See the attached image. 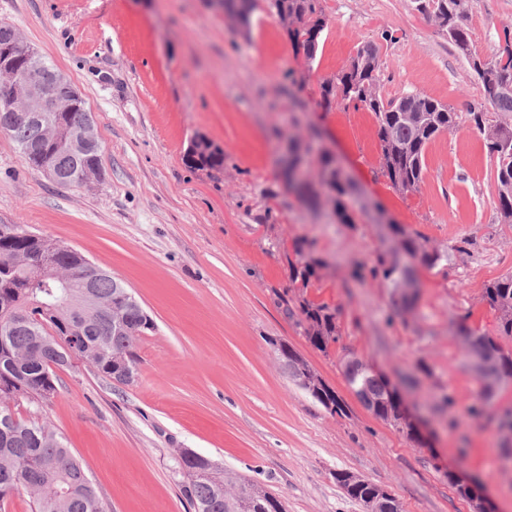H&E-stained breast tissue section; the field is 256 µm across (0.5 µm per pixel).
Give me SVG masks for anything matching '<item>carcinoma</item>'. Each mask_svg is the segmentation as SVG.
Masks as SVG:
<instances>
[{"label": "carcinoma", "mask_w": 512, "mask_h": 512, "mask_svg": "<svg viewBox=\"0 0 512 512\" xmlns=\"http://www.w3.org/2000/svg\"><path fill=\"white\" fill-rule=\"evenodd\" d=\"M413 9L433 23L448 38L470 65L484 91V102L466 112L419 92L406 93L396 99H385L382 91L384 64L373 42L357 47L350 64L320 83V103L352 106L374 114L380 143V172L401 194L419 190L427 170L426 152L438 136L453 133L466 126L485 141L495 168L497 210L503 224H512V31L497 35L498 49L484 71L477 68L480 55L473 49L467 26L474 0H412ZM266 8L277 17L288 13L297 27L288 30L294 49H303V58L312 63L318 54L329 18L322 0H265ZM0 134L17 146L26 166L39 171L52 161L57 171L56 185L62 188L83 187L97 178L101 165V149L69 151L46 137L43 128L18 120L15 113L0 109ZM288 149L305 166L310 147L299 137L288 139ZM194 168H218L224 165V154L202 138L186 155ZM318 181H288V187L307 203L318 199L314 186L328 190L341 224L355 223L348 200L355 184L347 178L327 155L321 156L316 173ZM39 251L52 253L54 264L63 273L87 269L94 277V294L83 304L81 316L66 305L61 288H45L23 259ZM461 246L446 251L428 245L420 235H403L400 248L378 258L370 269L371 277L394 288L392 303L398 315L410 310L414 297L400 291L402 281L414 276L413 264L429 270L448 263ZM295 260L288 261L294 288H308L317 277L320 263L304 258V246L294 243ZM489 306L497 312V336L467 329L465 341L470 356L482 360L495 356L496 363L483 372L482 396L490 397L494 385L512 382V350L498 338H512V273L489 282L483 291ZM57 306L51 311L38 304ZM118 311L120 323L112 322V311ZM297 325L309 342L320 351L339 339L336 309L325 303L306 299L299 304ZM155 329V324L141 304L131 297L122 283L109 273L89 263L73 248L57 241L20 230L13 235L0 233V411L7 404L27 403L39 407L57 394L56 370L69 363L66 351L71 337H83V358L106 376H112L110 356L119 354L138 366L135 351L137 339ZM278 359L288 369V377L312 376L315 371L303 357L286 344L278 347ZM56 369H51L49 363ZM353 377L347 380L356 396L378 419L404 431L394 409L385 399L384 381L371 373L360 361L353 363ZM306 393L328 413L339 415L344 405L336 392L325 390ZM17 425L0 422V509L12 496L23 490L31 498V512H102L97 491L83 464L71 453L63 438L50 426L35 420L16 418ZM406 432V431H404ZM408 438L413 433L406 432ZM186 481L183 493L195 512H284L282 503L265 489L241 479L232 491H224V470L213 466L212 476L199 471L211 459L196 454L181 458Z\"/></svg>", "instance_id": "carcinoma-1"}]
</instances>
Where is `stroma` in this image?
Instances as JSON below:
<instances>
[{"label":"stroma","instance_id":"35a3bbf8","mask_svg":"<svg viewBox=\"0 0 512 512\" xmlns=\"http://www.w3.org/2000/svg\"><path fill=\"white\" fill-rule=\"evenodd\" d=\"M330 25L317 58L296 55L278 20L258 10L250 34L210 0H0L13 24L72 81L91 112L104 177L66 189L23 163L0 135V224L76 249L110 272L152 317L136 342L138 375L117 383L80 360L59 370L35 416L84 464L103 512H193L178 451L274 493L286 512H362L334 474L385 486L402 512H469L449 485L459 472L496 512H512V383L483 400L459 326L494 332L485 284L512 272V224L496 209L495 170L482 138L461 128L426 153L419 190L400 194L380 173L372 113L320 106L323 79L365 41L384 64L382 92H420L467 111L481 85L411 0H323ZM469 27L481 57L512 28V0H476ZM304 135L310 169L330 154L351 179L355 221L303 202L278 176L288 135ZM224 152L191 168L192 138ZM447 249L448 265L419 268L411 312L392 288L353 277L388 250V224ZM325 261L319 280L290 285L294 240ZM337 310L340 336L313 347L290 316L300 298ZM288 342L345 404L341 416L289 381L274 345ZM348 354L384 376L421 420L416 439L377 419L337 365Z\"/></svg>","mask_w":512,"mask_h":512}]
</instances>
